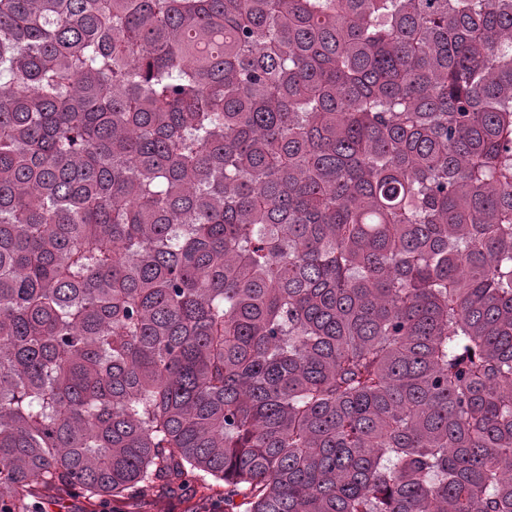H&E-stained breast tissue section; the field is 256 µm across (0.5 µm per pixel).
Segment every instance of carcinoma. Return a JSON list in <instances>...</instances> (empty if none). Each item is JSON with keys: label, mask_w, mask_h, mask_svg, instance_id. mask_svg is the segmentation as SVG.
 Instances as JSON below:
<instances>
[{"label": "carcinoma", "mask_w": 512, "mask_h": 512, "mask_svg": "<svg viewBox=\"0 0 512 512\" xmlns=\"http://www.w3.org/2000/svg\"><path fill=\"white\" fill-rule=\"evenodd\" d=\"M512 512V0H0V512ZM112 511L147 512L145 510H166L169 512H224V496L202 488L192 480H185L175 488L167 489L157 506L144 501L108 503ZM101 505L91 506L81 497L74 498L72 495L50 499L46 503L45 512H90L101 511Z\"/></svg>", "instance_id": "obj_1"}]
</instances>
